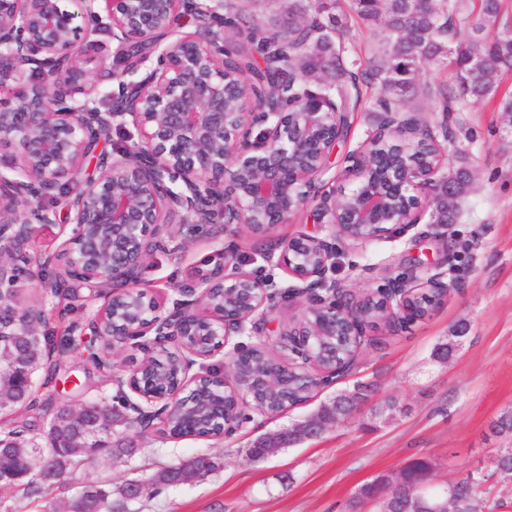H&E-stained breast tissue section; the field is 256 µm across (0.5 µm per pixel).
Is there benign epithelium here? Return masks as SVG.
I'll list each match as a JSON object with an SVG mask.
<instances>
[{"mask_svg": "<svg viewBox=\"0 0 512 512\" xmlns=\"http://www.w3.org/2000/svg\"><path fill=\"white\" fill-rule=\"evenodd\" d=\"M63 0H0V146L15 145L19 162L0 169V337L40 335L43 310L18 311L10 289L35 277L28 252L31 224L58 223L43 204L60 181L72 189L58 200L72 234L44 258L65 281L95 288L102 304L82 327L83 335L111 348H143L149 336L156 357L179 366V384L159 394L134 373L112 378L140 402L128 405L130 420L147 432L191 414L183 435H196L197 421L224 420L221 438L241 427L244 408L266 414L240 367L251 350L232 348L231 376L189 374L246 331L256 314L271 309L270 277L245 269L233 246L208 260L211 268L173 288L172 308L139 288L147 259L174 244L177 251L201 231L218 236L228 225L265 233L286 224L309 203L320 223L319 238L300 233L264 248L271 270L283 269L298 285L281 298L299 299L300 319L285 332L284 348L297 359L306 386L316 388L347 374L367 332L374 328L359 309L361 297L333 276L336 241L370 242L423 218L445 235L448 209V125L421 126L414 115L385 113L387 132L346 157L350 187L316 194L336 144L347 138L336 103L311 91L288 94V81L269 89L260 76H231L224 67L226 0H80L78 11ZM185 16L209 23L182 30ZM125 64L112 71L109 57ZM148 79H126L140 68ZM133 126L139 140L119 156L100 147L112 129ZM448 292L436 275L391 278L369 293L380 300L387 327L412 321L411 303ZM343 327L351 353L341 362L321 360L311 337L323 340ZM237 410L224 411V394ZM351 415L318 413L292 428L258 439L268 457L288 447V434L318 437L329 424ZM202 463L179 464L176 481L201 475ZM408 472L379 475L358 492L361 500L391 503L404 491ZM456 481L430 492L429 479L412 488L420 512H454Z\"/></svg>", "mask_w": 512, "mask_h": 512, "instance_id": "7a95c632", "label": "benign epithelium"}]
</instances>
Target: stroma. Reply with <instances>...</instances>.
<instances>
[{"label": "stroma", "mask_w": 512, "mask_h": 512, "mask_svg": "<svg viewBox=\"0 0 512 512\" xmlns=\"http://www.w3.org/2000/svg\"><path fill=\"white\" fill-rule=\"evenodd\" d=\"M297 7V0H248L242 21L224 30L225 47L235 51L246 45L252 22L278 28ZM384 35L380 17L353 27L345 39L347 63L366 64L380 50ZM510 96L512 75L501 81L497 97L446 117L437 97L421 95L415 101L422 125L444 120L456 135L460 152L449 156V167H466L473 174L448 223L447 237L428 236L422 224L339 248L336 277L356 295L383 287L396 276L442 274L448 293L425 318L394 332L379 331L376 342L360 349L346 376L315 389L284 412L253 416L225 439L145 434L120 414L112 424V437L131 448V455L99 456L36 500L2 488L0 512H65L86 479L117 486L203 457L214 463V470L154 497L128 502L127 512H371L370 506L358 504V490L379 475H397L419 459L432 464L436 482L481 468L491 476L487 500H503L500 512H512V482L496 474L499 451L512 448V435L492 431L493 423L512 411V120L500 108L501 98ZM373 107L374 98L367 93L351 112V131L337 146L333 174L341 173L346 154L360 150L377 133L370 116ZM229 244L244 261L262 266L263 237L231 225L219 236L192 240L181 258L155 252L142 273V285L169 293L205 258ZM40 298L52 357L34 378L35 406L0 413V430L26 424L23 440L28 445L44 443L47 409L97 402L120 413L122 401L111 377L133 367L125 351L105 355L107 365L99 367L100 344L74 330V323L92 314L97 302L76 301L68 307L46 292ZM302 311L300 301H277L242 335V344L286 360L279 331ZM457 334L462 343L448 362H439L438 347ZM357 391L362 397L348 420L263 461L249 458L247 450L258 438L303 421L338 394Z\"/></svg>", "instance_id": "35a3bbf8"}]
</instances>
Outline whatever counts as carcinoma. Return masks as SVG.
I'll return each instance as SVG.
<instances>
[{
    "label": "carcinoma",
    "instance_id": "1",
    "mask_svg": "<svg viewBox=\"0 0 512 512\" xmlns=\"http://www.w3.org/2000/svg\"><path fill=\"white\" fill-rule=\"evenodd\" d=\"M372 0H350L348 14H341L325 25L317 17L296 19L288 11V22L280 30L269 35L254 27L248 32V41L256 46L267 44L279 48L273 59L267 62V71L288 79L296 90L320 89L319 81L328 67L326 54L333 51L334 39L343 37L348 18L369 21L384 14L386 30L384 46L380 54L368 62L361 71H345L340 55H335V101L339 109H347L352 96L359 94L362 85L377 80L384 95L376 100L378 112H401L412 103L417 94L414 71L420 63L419 49L428 47L435 53L434 61L444 62L452 72L453 84L439 89L442 110L460 112L469 103L492 98L497 93L500 76L512 73V31L509 25L491 33L502 11V0H479L477 16L464 9L463 0H381L377 6ZM324 31L321 42L308 46L306 38L311 29ZM470 175L463 170H448V183L453 185L452 195L458 200L465 193ZM32 336H8L0 346L10 348L18 364L30 369H40L39 350L30 349ZM273 362L264 351L257 350L241 370L242 378L257 383L266 367ZM304 390L293 380H285L273 390L264 392L263 398L270 409L281 411L308 398ZM100 409L89 408L82 417L67 419L58 416L56 424L46 432L47 443L52 445L48 465L62 476L81 466L91 453L118 457L132 452L120 442L108 441L112 434V421L98 422ZM23 430L17 428L0 432V472L9 471L20 464H31L32 458L19 454L15 445ZM176 466L157 471L148 481L146 494L152 495L172 486ZM486 479L473 470L464 472L456 485V512H484L486 503L481 498ZM69 503L72 512H116L112 496L117 494L128 499L127 484L117 489L87 481Z\"/></svg>",
    "mask_w": 512,
    "mask_h": 512
}]
</instances>
